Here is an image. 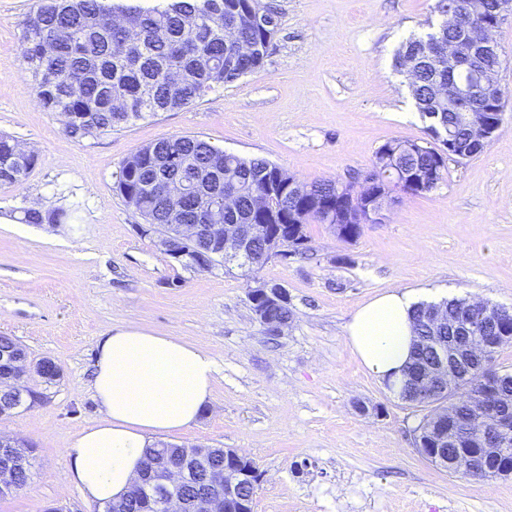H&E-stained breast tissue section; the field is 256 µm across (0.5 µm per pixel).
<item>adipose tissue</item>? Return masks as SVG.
<instances>
[{"label":"adipose tissue","instance_id":"obj_1","mask_svg":"<svg viewBox=\"0 0 512 512\" xmlns=\"http://www.w3.org/2000/svg\"><path fill=\"white\" fill-rule=\"evenodd\" d=\"M417 303L415 292H389L359 309L347 326L352 349L380 381L402 377ZM218 372L207 351L173 336L125 327L102 337L90 388L103 417L68 442L66 482L100 505L123 498L146 448L196 423Z\"/></svg>","mask_w":512,"mask_h":512}]
</instances>
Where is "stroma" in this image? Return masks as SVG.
<instances>
[{"mask_svg": "<svg viewBox=\"0 0 512 512\" xmlns=\"http://www.w3.org/2000/svg\"><path fill=\"white\" fill-rule=\"evenodd\" d=\"M35 2L0 0V132L39 157L22 185L0 186V335L61 375L25 379L42 401L0 419V433L35 448L29 484L0 498V512H100L64 483V449L101 418L90 392L99 339L130 326L217 361L198 421L166 440L254 461L253 512H512V474L465 482L416 451L422 411L368 373L346 332L360 307L398 288L512 307V108L481 155L448 160L431 191H394L387 220L356 241L312 223L307 258L265 264L260 279L283 286L294 312L276 339L250 309L243 270L172 263L113 189L127 156L181 135L303 183L357 182L387 140L425 137L395 53L440 24L435 0H271L279 30L260 71L81 142L40 107L22 69ZM57 207L71 223L19 221L22 209Z\"/></svg>", "mask_w": 512, "mask_h": 512, "instance_id": "35a3bbf8", "label": "stroma"}]
</instances>
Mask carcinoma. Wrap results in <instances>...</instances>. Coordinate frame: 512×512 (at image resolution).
Wrapping results in <instances>:
<instances>
[{"label":"carcinoma","instance_id":"carcinoma-1","mask_svg":"<svg viewBox=\"0 0 512 512\" xmlns=\"http://www.w3.org/2000/svg\"><path fill=\"white\" fill-rule=\"evenodd\" d=\"M463 19L473 14L493 18L500 0H456ZM254 0H164L160 7L140 9L104 0H38L22 23L24 70L31 74L37 99L47 112L59 114L64 132L77 142L97 138L132 121L190 106L217 85L232 84L263 67L269 32L258 20L238 29L241 39L254 47L248 56L234 54L224 40V30L237 16L251 11ZM132 20L138 30L142 54L129 58L123 53L124 35L113 24L114 15ZM456 31L438 28L403 42L395 55L396 67L408 65L414 58L416 70L409 82L414 106L423 118L436 122L475 157L480 145L470 127L448 100L435 93L438 81L466 83L467 74L448 69V61H435L431 51L435 41H448ZM175 73L182 85V95L169 94L168 76ZM17 143L0 134V185L18 186L37 165L34 153L20 157ZM221 159L220 172L207 178L206 203L213 205L232 192L236 205L224 212L226 224H275L284 239L283 258L302 255L309 250L305 227L292 228L294 216L304 215L305 223L341 225V239L353 241L363 231L358 219L361 202L374 195H390L398 189L417 195L435 188L447 173V159L437 146L428 141L391 139L380 145L370 165V177L357 186L333 181L311 184L310 193L296 197L288 191V171L264 158H247L226 153L197 136H177L145 145L124 159L115 175V189L126 205L149 224H190L197 201L188 196L182 212L172 216L160 206L161 185L170 174L165 160L178 164L187 179L211 167L213 157ZM396 165L407 171L433 176L424 188L391 183L385 168ZM269 194L265 209L257 208L254 199ZM72 214L64 208L40 210L25 208L24 224H67ZM466 299H444L438 303H421L414 308V339L411 363L429 359L425 337L431 333V313L440 309L448 314L440 333L448 335L455 318L465 308ZM263 312H272L285 321L293 318L290 303L261 302ZM474 330L491 336L512 337V308L496 323L472 322ZM495 356L481 363L471 362L468 378L448 394L427 405L428 413L419 424L420 435L431 442L430 428L443 415L453 418L457 443L448 447V456L474 449L483 422L474 415L472 397L479 391L485 375L493 371ZM183 451L164 442L146 450L144 468L163 458L162 451ZM149 496L138 499L123 497L107 504L102 512H150Z\"/></svg>","mask_w":512,"mask_h":512}]
</instances>
